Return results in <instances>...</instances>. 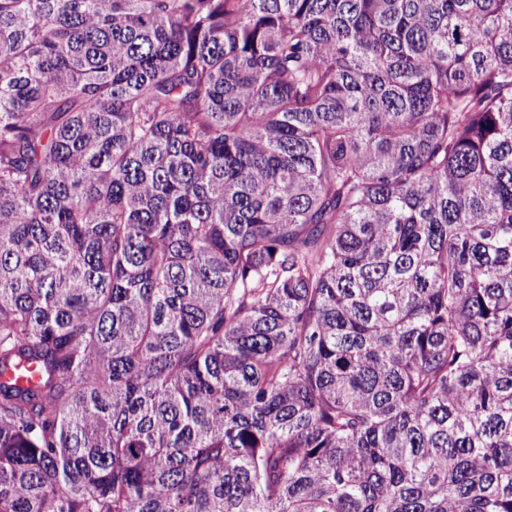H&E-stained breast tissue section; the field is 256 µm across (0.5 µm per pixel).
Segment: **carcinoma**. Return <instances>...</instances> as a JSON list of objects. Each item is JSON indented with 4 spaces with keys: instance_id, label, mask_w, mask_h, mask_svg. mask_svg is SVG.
Returning <instances> with one entry per match:
<instances>
[{
    "instance_id": "1",
    "label": "carcinoma",
    "mask_w": 512,
    "mask_h": 512,
    "mask_svg": "<svg viewBox=\"0 0 512 512\" xmlns=\"http://www.w3.org/2000/svg\"><path fill=\"white\" fill-rule=\"evenodd\" d=\"M0 512H512V0H0Z\"/></svg>"
}]
</instances>
